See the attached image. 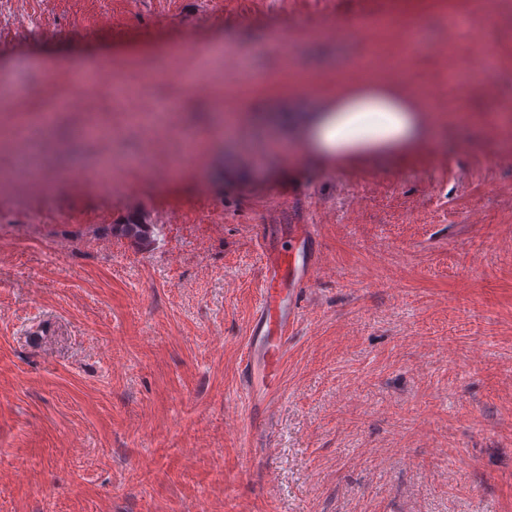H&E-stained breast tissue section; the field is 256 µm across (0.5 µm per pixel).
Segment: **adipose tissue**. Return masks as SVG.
<instances>
[{"label": "adipose tissue", "instance_id": "ef3b65f1", "mask_svg": "<svg viewBox=\"0 0 512 512\" xmlns=\"http://www.w3.org/2000/svg\"><path fill=\"white\" fill-rule=\"evenodd\" d=\"M422 94L374 78L344 83L315 109L304 111L291 133L301 151L334 165L377 154L401 155L438 140Z\"/></svg>", "mask_w": 512, "mask_h": 512}]
</instances>
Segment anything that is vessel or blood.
I'll return each mask as SVG.
<instances>
[{"instance_id": "b4317fda", "label": "vessel or blood", "mask_w": 512, "mask_h": 512, "mask_svg": "<svg viewBox=\"0 0 512 512\" xmlns=\"http://www.w3.org/2000/svg\"><path fill=\"white\" fill-rule=\"evenodd\" d=\"M261 255L263 294L239 362L247 419L256 428L266 424L278 394L298 294L317 268L319 250L310 225L292 224L284 231L272 230L261 245Z\"/></svg>"}]
</instances>
